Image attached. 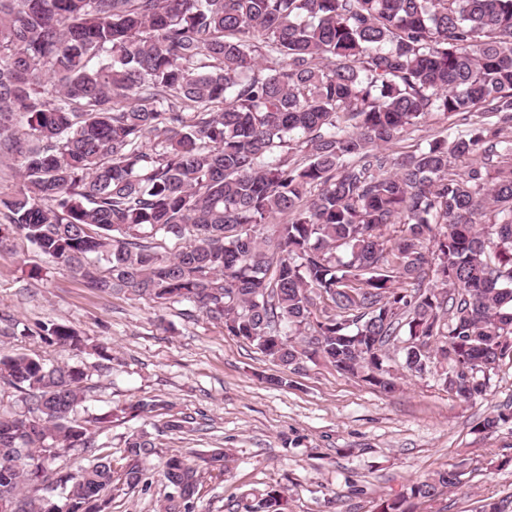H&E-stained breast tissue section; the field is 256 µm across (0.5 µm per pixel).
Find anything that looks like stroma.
Returning a JSON list of instances; mask_svg holds the SVG:
<instances>
[{"mask_svg": "<svg viewBox=\"0 0 512 512\" xmlns=\"http://www.w3.org/2000/svg\"><path fill=\"white\" fill-rule=\"evenodd\" d=\"M479 119L428 117L389 152L411 153ZM0 314L21 327L62 322L111 349L112 367L100 372L93 356L33 337L0 344L6 354L35 352L53 364L89 367L88 399L76 415L113 411L99 437L113 457L131 432L152 433L150 489L113 493L111 512H158L167 457L180 453L199 464L215 448L227 449L231 462L223 479L204 478L199 512H245L254 494L280 487L288 490L287 512H378L383 500L444 468L462 471L460 486L415 501L414 512H479L484 503L512 500V467L498 465L512 456V430L480 426L512 403V356L490 372L486 395L468 403L430 374L404 376L400 390L385 394L316 357L303 359L288 385L276 387L266 381L276 366L196 306L99 294L18 234L0 248ZM141 399L161 407L127 414ZM185 416L193 417L192 430L165 429L166 421Z\"/></svg>", "mask_w": 512, "mask_h": 512, "instance_id": "obj_1", "label": "stroma"}]
</instances>
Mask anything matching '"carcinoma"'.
Instances as JSON below:
<instances>
[{
	"label": "carcinoma",
	"instance_id": "obj_1",
	"mask_svg": "<svg viewBox=\"0 0 512 512\" xmlns=\"http://www.w3.org/2000/svg\"><path fill=\"white\" fill-rule=\"evenodd\" d=\"M479 106L465 134L382 152ZM0 153L21 179L0 207L43 255L102 294L196 305L279 368L273 385L312 352L392 393L405 335L408 374L472 401L512 354V0H0ZM25 331L112 362L66 324ZM88 378L0 355L24 404L0 412V508L109 512L112 491L149 487L150 433L93 454L112 412L74 417ZM505 426L512 407L481 422ZM75 449L88 464L47 477ZM163 480L160 512H196L199 467L174 453ZM458 484L440 470L379 512Z\"/></svg>",
	"mask_w": 512,
	"mask_h": 512
}]
</instances>
